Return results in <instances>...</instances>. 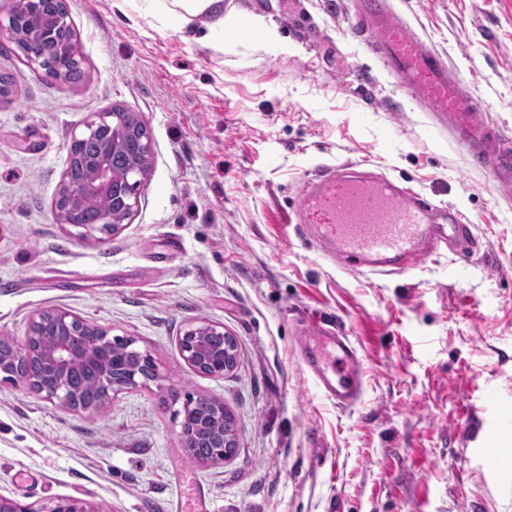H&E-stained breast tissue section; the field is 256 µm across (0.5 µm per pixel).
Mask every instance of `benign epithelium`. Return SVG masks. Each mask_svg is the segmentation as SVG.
I'll return each mask as SVG.
<instances>
[{
	"instance_id": "1",
	"label": "benign epithelium",
	"mask_w": 512,
	"mask_h": 512,
	"mask_svg": "<svg viewBox=\"0 0 512 512\" xmlns=\"http://www.w3.org/2000/svg\"><path fill=\"white\" fill-rule=\"evenodd\" d=\"M40 9V0H11V7L0 17V33L15 42L23 35V18ZM27 64L43 70L54 80L63 72L81 67L82 58L76 37L66 41H51L39 52L26 55ZM117 108L94 114L84 129L71 134L68 163L52 206L57 223L78 229L85 238L94 233L116 231L134 212L137 203L136 187L152 168V142L147 125L129 129L122 125ZM109 139L90 158L82 156L80 148L104 132ZM139 153L147 162L132 168L120 179L117 169L124 155ZM112 195V210L99 215L98 223L84 222L83 205L94 198ZM82 337L75 348L71 337ZM112 339L108 331L63 309L37 312L30 322L29 334L22 345L0 337V372L39 398L72 411H96L107 405L119 393L142 386L149 378H158L159 366L147 356L146 368L151 377L131 373L125 364L112 359ZM178 348L184 363L193 371L211 377H222L236 364V339L224 332V325L208 320L187 322L178 336ZM82 361L98 379V394L89 400L81 390L71 385V368ZM200 417L197 427L205 435L211 452L200 459L207 464L224 461L234 455V445L224 442V433L216 429L210 411H224V402L217 399L199 401ZM0 512H94L79 499L60 497L39 509L30 504L0 495Z\"/></svg>"
}]
</instances>
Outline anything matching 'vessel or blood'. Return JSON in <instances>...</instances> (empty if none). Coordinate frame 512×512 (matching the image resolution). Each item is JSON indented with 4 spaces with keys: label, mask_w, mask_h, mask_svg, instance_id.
Segmentation results:
<instances>
[{
    "label": "vessel or blood",
    "mask_w": 512,
    "mask_h": 512,
    "mask_svg": "<svg viewBox=\"0 0 512 512\" xmlns=\"http://www.w3.org/2000/svg\"><path fill=\"white\" fill-rule=\"evenodd\" d=\"M354 16L355 33L397 86L447 126L501 187H511L512 139L484 118L447 57L398 16L392 0H355ZM285 221L301 225L338 263L374 271L417 263L444 247L462 261L483 247L451 208L356 163L320 167ZM302 360L327 397L342 405L359 399L362 365L347 337L320 329L310 336Z\"/></svg>",
    "instance_id": "1"
}]
</instances>
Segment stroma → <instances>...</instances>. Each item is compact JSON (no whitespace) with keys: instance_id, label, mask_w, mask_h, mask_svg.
<instances>
[{"instance_id":"stroma-1","label":"stroma","mask_w":512,"mask_h":512,"mask_svg":"<svg viewBox=\"0 0 512 512\" xmlns=\"http://www.w3.org/2000/svg\"><path fill=\"white\" fill-rule=\"evenodd\" d=\"M66 0L86 80L64 88L0 46V336L61 308L134 338L162 376L95 413L0 380V495L96 512H512V188L473 167L353 31L350 0H224L236 37L174 0ZM512 138V0H395ZM263 16L274 41L247 34ZM123 107L153 167L128 223L81 238L51 212L71 131ZM367 163L461 213L485 244L399 273L336 266L285 210L321 165ZM223 324L237 365L199 375L185 324ZM331 322L363 360L337 405L302 363ZM223 401L236 454L203 465L180 440L187 398Z\"/></svg>"}]
</instances>
